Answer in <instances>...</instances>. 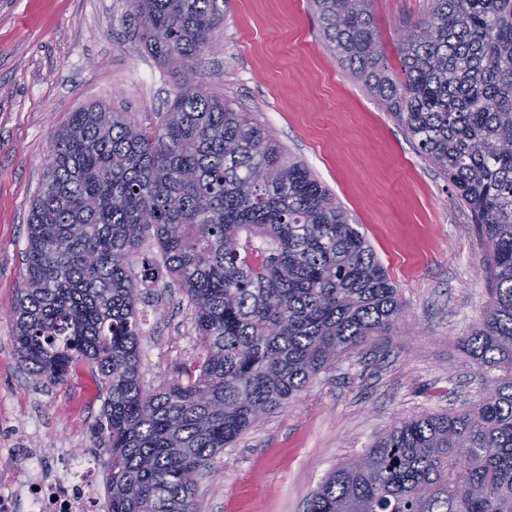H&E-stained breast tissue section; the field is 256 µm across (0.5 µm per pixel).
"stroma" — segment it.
Instances as JSON below:
<instances>
[{"instance_id":"stroma-1","label":"stroma","mask_w":512,"mask_h":512,"mask_svg":"<svg viewBox=\"0 0 512 512\" xmlns=\"http://www.w3.org/2000/svg\"><path fill=\"white\" fill-rule=\"evenodd\" d=\"M431 0H374L386 46ZM210 94L252 112L347 210L396 286L403 319L263 414L199 477L198 512H307L339 464L396 421L476 400L486 375L457 347L489 299L469 210L384 104L325 50L308 0H216L214 42L193 65ZM177 78L146 49L130 0H0V450L59 449L97 466L103 399L88 366L38 387L10 341L26 224L55 132L101 104L158 124ZM156 267L142 291V381L156 389L202 350L187 297Z\"/></svg>"}]
</instances>
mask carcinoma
I'll list each match as a JSON object with an SVG mask.
<instances>
[{
	"instance_id": "1",
	"label": "carcinoma",
	"mask_w": 512,
	"mask_h": 512,
	"mask_svg": "<svg viewBox=\"0 0 512 512\" xmlns=\"http://www.w3.org/2000/svg\"><path fill=\"white\" fill-rule=\"evenodd\" d=\"M215 0H132L141 38L183 71ZM373 0H312L330 53L383 102L469 209L489 277L457 344L494 373L478 400L397 421L308 512H512V0H432L391 67ZM269 249L248 252L241 233ZM156 240L204 351L149 391L139 282ZM11 342L36 384L96 372L105 512H197L201 471L322 369L402 319L397 288L336 199L247 112L181 84L154 127L93 105L54 135L28 223Z\"/></svg>"
}]
</instances>
